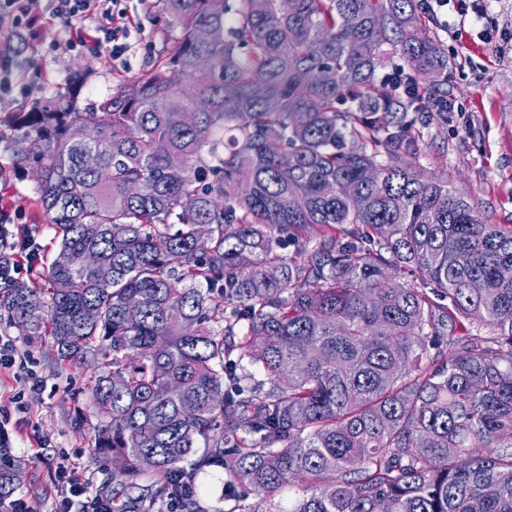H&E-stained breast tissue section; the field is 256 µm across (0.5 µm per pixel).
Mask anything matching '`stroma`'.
Segmentation results:
<instances>
[{"label": "stroma", "mask_w": 512, "mask_h": 512, "mask_svg": "<svg viewBox=\"0 0 512 512\" xmlns=\"http://www.w3.org/2000/svg\"><path fill=\"white\" fill-rule=\"evenodd\" d=\"M467 6L463 20L442 10L430 18L429 29L452 63L448 95L455 108L445 129L421 127V166L447 177L485 222L512 224V0H468ZM138 14L141 25L128 37L132 49L117 66L100 53L73 59L69 41L74 31L61 20L50 21L24 51L31 60L26 93L0 102V162L10 166L7 177L0 178V207L19 212L39 253L54 250V230L37 202L34 169L15 163V115L66 91L78 76L83 87L76 107L83 111L138 75L162 48L159 31L179 34L168 28L159 0H147ZM0 335L11 340L16 360L24 365L20 371H0V411L10 414L7 428L25 470L18 492L29 512H54L59 500L54 468L64 458L84 468L91 493L111 494V464L92 458L97 421L85 385L93 368L57 364L49 341L30 344L8 321H0ZM31 372L41 380V389H30ZM18 391L25 394L27 413L9 411V400Z\"/></svg>", "instance_id": "35a3bbf8"}]
</instances>
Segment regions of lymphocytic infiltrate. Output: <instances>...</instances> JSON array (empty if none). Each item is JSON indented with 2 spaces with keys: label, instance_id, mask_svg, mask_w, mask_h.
<instances>
[{
  "label": "lymphocytic infiltrate",
  "instance_id": "obj_1",
  "mask_svg": "<svg viewBox=\"0 0 512 512\" xmlns=\"http://www.w3.org/2000/svg\"><path fill=\"white\" fill-rule=\"evenodd\" d=\"M59 18L78 29L72 44L75 56L86 49H104L116 60L130 49L126 41L135 14L127 0H0V100L24 93L27 61L16 50L17 43H31L48 21ZM61 484L56 512H112L110 498L89 494L75 467L61 466Z\"/></svg>",
  "mask_w": 512,
  "mask_h": 512
}]
</instances>
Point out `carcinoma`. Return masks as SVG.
Masks as SVG:
<instances>
[{
  "label": "carcinoma",
  "instance_id": "carcinoma-1",
  "mask_svg": "<svg viewBox=\"0 0 512 512\" xmlns=\"http://www.w3.org/2000/svg\"><path fill=\"white\" fill-rule=\"evenodd\" d=\"M159 2L180 34L147 69L91 109L74 85L16 124L55 228L41 280L12 275L0 228V310L13 326L38 310L29 335L56 362L99 369L112 512H206L212 468L227 512H512V225L421 171L409 113L452 111L428 11ZM199 97L210 110L187 125ZM222 471L202 474L199 482L203 488V506L209 512H224L232 502H224Z\"/></svg>",
  "mask_w": 512,
  "mask_h": 512
}]
</instances>
